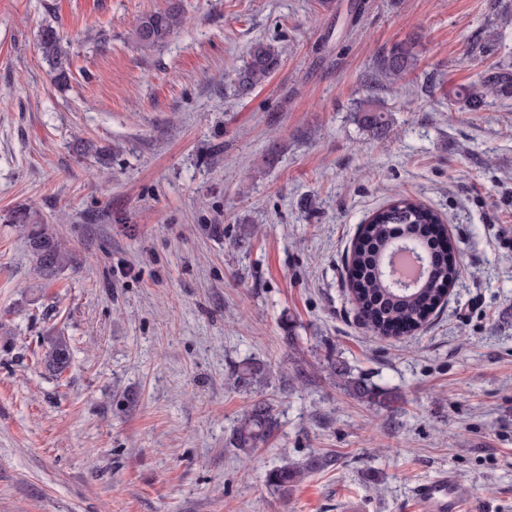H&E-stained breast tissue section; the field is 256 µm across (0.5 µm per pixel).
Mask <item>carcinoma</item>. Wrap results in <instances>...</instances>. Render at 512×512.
<instances>
[{
  "label": "carcinoma",
  "mask_w": 512,
  "mask_h": 512,
  "mask_svg": "<svg viewBox=\"0 0 512 512\" xmlns=\"http://www.w3.org/2000/svg\"><path fill=\"white\" fill-rule=\"evenodd\" d=\"M184 10L181 0H171L169 5L140 17L135 34L138 43L154 47L167 41L182 26ZM38 51L50 65L55 83L64 85L69 79V52L56 28L41 29ZM417 53L413 41L394 44L377 60L378 74L388 84L402 80L417 65ZM281 63L279 52L271 45L254 44L236 77V88L240 96H248L255 87L267 79ZM512 96V72L498 64L485 71L478 80L453 92L448 110L461 104L476 112L489 96ZM355 121L366 132L383 137L390 127L384 106L368 99L355 108ZM10 220L22 225V233L32 256L36 271L43 277H54L65 266L73 262V256L62 247L56 236L43 224L33 222L24 209L12 213ZM441 218L433 209L408 197L399 196L367 217L360 225L348 258L349 286L352 301L362 325L373 332L389 336L400 331L411 332L422 327L430 315L440 309L447 300L450 288L460 273L451 242L442 247H433L439 238L437 229ZM408 240L419 246L428 263V276L414 287H398L389 282L384 261L395 246V242ZM70 361L69 342L64 336L46 337L43 365L50 371L62 373ZM338 387L359 399L372 400L375 393L364 381L354 378L342 363L331 364ZM265 373L263 364L246 360L236 365L229 381L237 389H248L260 381ZM277 418L270 404L257 401L244 410L233 428L229 443L250 453L265 445L275 434ZM305 468L284 465L268 475L270 485L286 491L299 483Z\"/></svg>",
  "instance_id": "cac0c4a2"
}]
</instances>
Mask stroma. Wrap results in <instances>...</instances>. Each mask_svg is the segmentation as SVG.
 Listing matches in <instances>:
<instances>
[{
    "label": "stroma",
    "mask_w": 512,
    "mask_h": 512,
    "mask_svg": "<svg viewBox=\"0 0 512 512\" xmlns=\"http://www.w3.org/2000/svg\"><path fill=\"white\" fill-rule=\"evenodd\" d=\"M510 4L184 0L143 49L137 20L167 0H0V512H418L443 471L462 512H512V98L448 109L512 61ZM46 25L69 43L64 85ZM411 37L416 68L383 87L378 57ZM256 41L282 61L241 98ZM370 97L386 139L353 120ZM399 194L440 214L460 274L422 329L381 337L347 249ZM19 207L74 258L53 279L7 221ZM55 334L58 377L40 363ZM250 358L266 376L231 389ZM335 361L376 399L340 389ZM257 400L279 428L247 454L228 439ZM325 456L289 491L267 481ZM37 48L50 65L53 81L60 85L66 84L69 79V52L57 29L52 26L43 27ZM43 365L50 371L61 374L70 361V347L66 336L46 337Z\"/></svg>",
    "instance_id": "1"
}]
</instances>
